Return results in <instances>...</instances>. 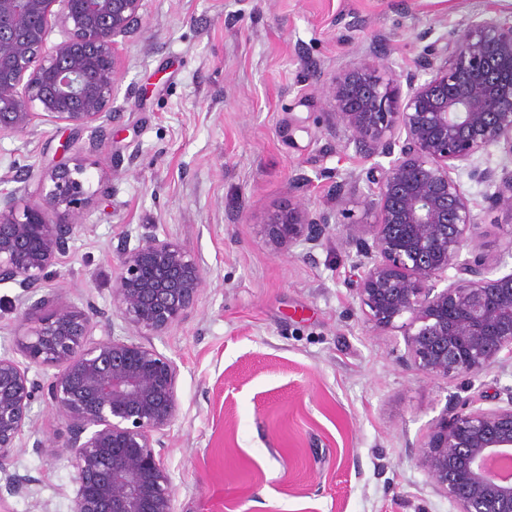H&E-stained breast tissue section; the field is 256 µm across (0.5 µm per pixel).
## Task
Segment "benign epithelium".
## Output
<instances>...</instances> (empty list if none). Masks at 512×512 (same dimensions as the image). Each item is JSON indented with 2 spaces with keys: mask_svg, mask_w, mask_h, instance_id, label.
<instances>
[{
  "mask_svg": "<svg viewBox=\"0 0 512 512\" xmlns=\"http://www.w3.org/2000/svg\"><path fill=\"white\" fill-rule=\"evenodd\" d=\"M144 0H0V135L48 119L93 131L113 118L124 78V39ZM64 32L48 45L51 25ZM424 43L395 70L371 42L322 90L328 125L349 134L362 169H323L336 201L364 202L374 220L343 226L351 291L378 330L406 323V361L436 377L479 376L512 365V270L504 259L464 251L481 210L512 213V169L481 167L492 146L512 155V15L489 7L448 40ZM493 189L478 201L461 172ZM33 169L19 186L0 188V284L20 288L33 310L50 296L52 268L68 249L94 193L84 170L63 161L40 174L43 206L25 200ZM64 208L67 220L47 218ZM269 234L285 249L312 251L329 220L303 202L272 211ZM454 274H448V271ZM206 280L181 244L142 234L119 255L112 305L140 336L159 334L190 309ZM101 330V338L94 332ZM21 352L0 356V474L7 493L30 479L9 473L38 396L67 427L72 512H174L175 486L156 449L178 409L175 363L152 347L117 338L75 304L59 303L30 327ZM54 368L48 383L31 367ZM512 461V389L506 403L465 398L443 416L419 458L455 512H512V475L491 468Z\"/></svg>",
  "mask_w": 512,
  "mask_h": 512,
  "instance_id": "7a95c632",
  "label": "benign epithelium"
}]
</instances>
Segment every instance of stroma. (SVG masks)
I'll use <instances>...</instances> for the list:
<instances>
[{"instance_id": "1", "label": "stroma", "mask_w": 512, "mask_h": 512, "mask_svg": "<svg viewBox=\"0 0 512 512\" xmlns=\"http://www.w3.org/2000/svg\"><path fill=\"white\" fill-rule=\"evenodd\" d=\"M491 4L512 13V0H144L111 122L92 135L40 120L0 136V178L64 156L96 194L50 293L93 304L100 324L178 367L162 451L174 512H453L418 465L422 448L456 397L497 405L512 373L447 379L406 365L403 328L375 329L350 291L337 231L308 255L278 249L265 221L294 197L335 218L317 172L361 160L328 130L320 92L365 38L383 33L388 60L408 65L415 33L441 39ZM145 224L207 279L191 309L139 338L111 288L119 250ZM511 242V213H481L472 245L493 261ZM19 294L0 285V355L17 359ZM32 417L11 465L31 483L0 512H71L65 424L45 398Z\"/></svg>"}]
</instances>
